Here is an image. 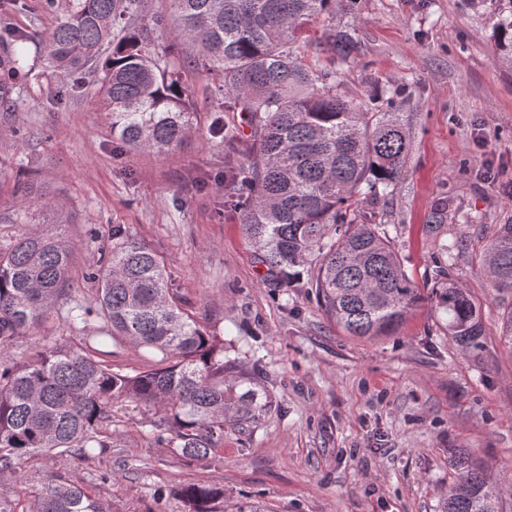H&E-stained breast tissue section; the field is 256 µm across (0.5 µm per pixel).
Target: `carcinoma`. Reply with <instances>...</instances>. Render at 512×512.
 I'll use <instances>...</instances> for the list:
<instances>
[{
	"label": "carcinoma",
	"mask_w": 512,
	"mask_h": 512,
	"mask_svg": "<svg viewBox=\"0 0 512 512\" xmlns=\"http://www.w3.org/2000/svg\"><path fill=\"white\" fill-rule=\"evenodd\" d=\"M61 8L44 47L47 71L96 85L112 137L130 150L180 146L194 123L190 73L215 77L224 111L244 112L251 136L244 147L248 177L234 207L242 231L280 288L293 286L296 267L315 259L312 287L329 319L349 334L386 336L425 301L401 267L383 224H358L350 210L384 198L407 172L410 140L400 89L349 99L340 94L336 57L355 59L348 29L310 38L308 26L332 21L337 0H171L182 38L196 52L175 63L156 45L161 17L136 19L140 0H48ZM26 68L0 57V106L13 104L12 81ZM448 220V201L427 228ZM73 246L40 231L0 243V349L49 318L68 295ZM490 286L512 290V219L496 228L480 255ZM448 277L436 294L448 313V336L466 351L481 350L485 327L469 289ZM88 278L97 284L102 325L79 343L56 344L23 362H0V473L47 451L84 458L110 447L105 425L112 406L131 400L159 410L152 422L160 445L189 460L224 445V425L249 423L271 410L249 388L225 376L237 369L212 336L179 305L163 261L121 225ZM127 338L160 356L133 375L97 356L102 338ZM457 477L442 512H500L485 469L465 449L450 452ZM183 512H223L224 488L177 487ZM0 512H111L75 476L60 473L0 496Z\"/></svg>",
	"instance_id": "cac0c4a2"
}]
</instances>
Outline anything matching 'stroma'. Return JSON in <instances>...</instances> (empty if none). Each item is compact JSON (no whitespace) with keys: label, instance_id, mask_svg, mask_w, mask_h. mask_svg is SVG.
<instances>
[{"label":"stroma","instance_id":"35a3bbf8","mask_svg":"<svg viewBox=\"0 0 512 512\" xmlns=\"http://www.w3.org/2000/svg\"><path fill=\"white\" fill-rule=\"evenodd\" d=\"M57 19L46 0H0V30L26 36L32 73L0 110V242L37 229L75 245L68 296L95 306L87 272L113 225L162 258L175 293L209 334L223 337L239 371L272 401L252 423L224 429L215 454L187 460L156 440L155 410L112 407V445L96 458L44 452L0 474V493L24 475L76 472L112 512H182L172 491L186 482L223 486L224 508L251 500L267 512H441L456 475L448 451L465 448L486 466L502 512H512V351L499 325L512 291L491 288L479 255L512 217V39L487 0H338L336 22L354 24L362 51L341 63V91L401 86L412 138L407 175L360 223L386 225L402 267L427 298L389 336L345 333L319 308L309 268L277 288L244 238L229 173H243L251 134L225 112L214 81L188 77L195 128L160 153L117 148L93 83L46 76L34 54ZM237 140L225 142L221 126ZM35 173L27 198L21 169ZM448 200L438 232L424 226ZM464 239L454 255L442 245ZM451 262L480 305L479 353L448 337L433 297L436 266ZM53 316L0 351V362L77 341Z\"/></svg>","mask_w":512,"mask_h":512}]
</instances>
